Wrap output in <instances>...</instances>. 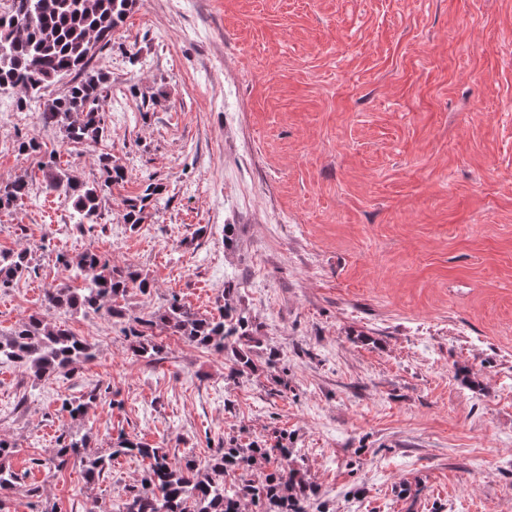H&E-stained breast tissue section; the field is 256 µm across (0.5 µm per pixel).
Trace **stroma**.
<instances>
[{
	"label": "stroma",
	"mask_w": 512,
	"mask_h": 512,
	"mask_svg": "<svg viewBox=\"0 0 512 512\" xmlns=\"http://www.w3.org/2000/svg\"><path fill=\"white\" fill-rule=\"evenodd\" d=\"M91 66L109 85L98 141L67 144L0 93V179H34L0 212V250L36 268L0 290V332L37 314L95 354L43 380L0 364L8 512L140 490L136 457L92 483L49 470L64 430L175 461L283 440L319 490L309 512H512V0H135ZM30 138L84 180L105 153L124 168L96 223L37 180L15 150ZM151 180L162 200L124 224ZM88 250L152 281L129 315L231 304L258 373L176 336L149 363L122 320L46 309L44 282L72 275L58 255ZM99 382L108 397L63 411Z\"/></svg>",
	"instance_id": "stroma-1"
}]
</instances>
